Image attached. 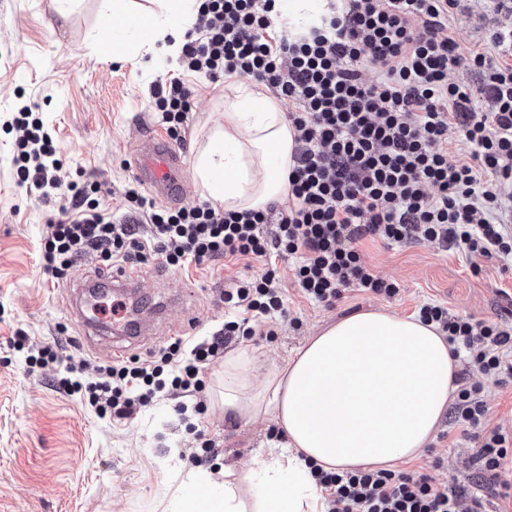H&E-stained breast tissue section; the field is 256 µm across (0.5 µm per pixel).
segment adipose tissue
<instances>
[{
    "mask_svg": "<svg viewBox=\"0 0 512 512\" xmlns=\"http://www.w3.org/2000/svg\"><path fill=\"white\" fill-rule=\"evenodd\" d=\"M107 25L148 29L153 55L178 57L197 0H159L165 13L135 0H103ZM294 133L279 101L256 84L224 81V124L200 152L193 175L213 205L262 210L286 198ZM457 361L435 326L413 315L365 310L336 320L281 368L261 372L249 348L224 357V413L248 424L272 414L284 452L266 466L254 504L232 486L216 490L207 471L186 476L165 512H325L306 459L327 470L388 469L417 459L455 390Z\"/></svg>",
    "mask_w": 512,
    "mask_h": 512,
    "instance_id": "obj_1",
    "label": "adipose tissue"
}]
</instances>
